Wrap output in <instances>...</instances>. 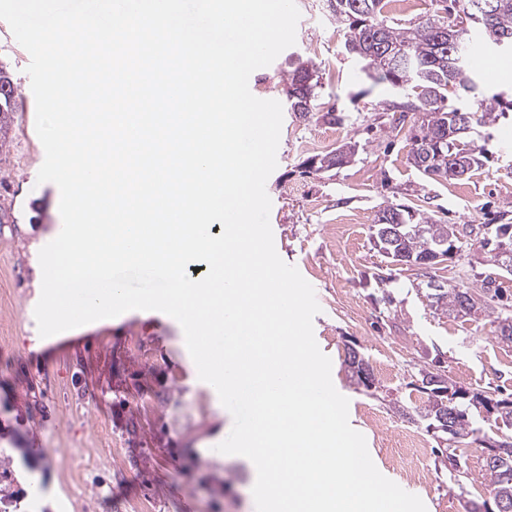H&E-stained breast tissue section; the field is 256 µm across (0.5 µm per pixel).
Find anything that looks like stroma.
<instances>
[{
	"mask_svg": "<svg viewBox=\"0 0 512 512\" xmlns=\"http://www.w3.org/2000/svg\"><path fill=\"white\" fill-rule=\"evenodd\" d=\"M296 43L249 78L260 99L286 102L288 73L298 60L319 68L317 102L338 122L284 111L277 167L266 182L270 224L280 258L320 294L314 336L332 361V381L349 400V422L367 442L377 469L419 496L427 512H466L483 503L488 450H465L467 469L451 479L438 440L424 423L397 412L423 405L424 372L438 371L472 393L512 398V344L489 318L449 316L434 283L475 287L491 265L478 245L432 268L389 262L372 240L380 208L414 207L445 224H512V114L471 137L484 150L471 176L425 177L410 161L413 118L397 121L386 105L400 89L369 77L345 49L346 28L329 0H296ZM18 83L20 107L0 140V448H36L63 463L27 474L12 456L16 496L31 478L54 489L74 480L67 463L101 441L111 462L85 471L91 490L77 501L48 498L44 512H256L250 463L216 452L233 418L217 392L199 379L184 333L172 317L133 310L57 335L40 337L34 316L41 295L40 249L59 233L60 191L38 183L44 148L35 130V100L25 57L0 42ZM352 161L310 171L308 158L345 143ZM376 368V387L354 384L349 351Z\"/></svg>",
	"mask_w": 512,
	"mask_h": 512,
	"instance_id": "35a3bbf8",
	"label": "stroma"
}]
</instances>
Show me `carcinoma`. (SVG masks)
<instances>
[{
  "label": "carcinoma",
  "mask_w": 512,
  "mask_h": 512,
  "mask_svg": "<svg viewBox=\"0 0 512 512\" xmlns=\"http://www.w3.org/2000/svg\"><path fill=\"white\" fill-rule=\"evenodd\" d=\"M489 17L482 23L470 19L473 0H450L445 8L446 16L428 18L418 23L402 25L384 15L383 0H334L333 12L340 22H347L348 40L366 44L372 54L362 58L364 68L381 81L395 85L399 80H410V93L405 100L387 105V109L412 113L421 119L418 129L412 132L411 141L432 143L430 165L444 163L456 166L461 173L469 175L481 166L477 147L468 139L462 128L475 125L490 126L512 111V94L487 93L478 75L468 63L470 36L480 33L483 43L497 53L512 52V0H488ZM288 83L295 86V93L287 94L289 110L307 118L318 111L316 88L319 83L318 67L311 62H302L288 74ZM474 102V110L463 111L445 105L448 87ZM17 86L8 64L0 59V130L13 112L17 111ZM356 146L344 144L336 150L318 157L317 169H331L351 162ZM395 211L401 215V236L392 237L385 245L386 254L397 258L405 252L417 261L431 250L440 249L448 255L461 250L463 237L448 236V225L439 224L428 216L413 221L411 212L387 205L380 209L384 215ZM480 246L490 248V261L494 272L487 274L480 287H451L440 294L446 300L448 314L465 317L484 316L492 318L495 333L504 343H512V305L504 300L497 278L512 274V224L482 225ZM351 377L357 384L368 387L374 383L373 374L364 359L346 358ZM440 373L427 372L424 379L429 386L424 405L409 412L426 425L438 423L441 414L455 410L458 416L451 420L450 429L441 430L445 435L446 459L456 460L449 469L455 475L465 465L464 448L478 440L480 429L471 426L470 411L483 407L488 414L503 426H512V399H494L478 393H469L448 384L451 394H436L440 385L433 380ZM485 475L493 499L512 503V447L500 448L488 453Z\"/></svg>",
  "instance_id": "obj_1"
}]
</instances>
